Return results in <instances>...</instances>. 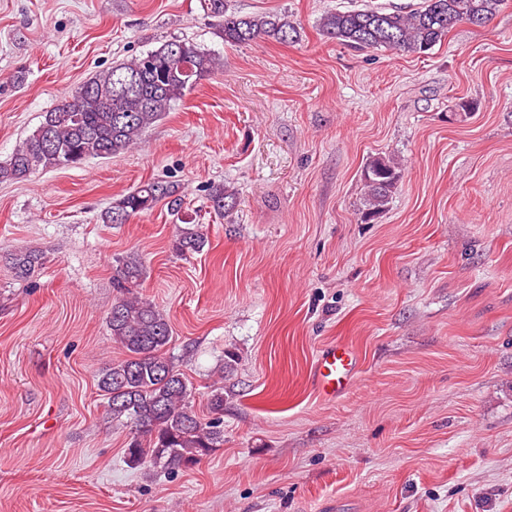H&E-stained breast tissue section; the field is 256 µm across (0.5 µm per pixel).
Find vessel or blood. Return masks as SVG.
Instances as JSON below:
<instances>
[{"instance_id": "vessel-or-blood-1", "label": "vessel or blood", "mask_w": 512, "mask_h": 512, "mask_svg": "<svg viewBox=\"0 0 512 512\" xmlns=\"http://www.w3.org/2000/svg\"><path fill=\"white\" fill-rule=\"evenodd\" d=\"M360 371V357L347 342L336 341L320 349L312 368L314 389L319 398L333 402L353 388Z\"/></svg>"}]
</instances>
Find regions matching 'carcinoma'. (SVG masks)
Masks as SVG:
<instances>
[{
	"mask_svg": "<svg viewBox=\"0 0 512 512\" xmlns=\"http://www.w3.org/2000/svg\"><path fill=\"white\" fill-rule=\"evenodd\" d=\"M505 0H421L417 7L365 6L328 12L319 19L323 36L358 50L425 54L442 43L459 24L484 27ZM214 19L215 34L237 46L257 39L291 44L301 39L299 25L285 14H240L227 0H200ZM224 67L214 53L191 40L172 39L146 53L96 73L43 116L40 124L0 165V181L25 180L38 171L73 167L89 158H110L138 144L145 129L160 120L198 81ZM365 203L372 213L384 210L400 181L396 163L387 157L370 160L362 170ZM213 211L224 215L237 204L234 192L212 185ZM181 205L171 183H143L112 201L104 213L109 224H125L161 202ZM206 243L193 225L180 230L173 250L199 252ZM43 252L25 248L10 254L16 277L26 279L42 265ZM136 253L117 259L113 275L120 296L108 316L112 340L127 358L102 370L97 386L107 400V414L131 426L126 458L132 465L148 461L170 470L187 468L224 446V387L208 394L217 417L206 421L190 401L189 381L166 356L172 339L167 317L132 291L144 277Z\"/></svg>",
	"mask_w": 512,
	"mask_h": 512,
	"instance_id": "cac0c4a2",
	"label": "carcinoma"
}]
</instances>
